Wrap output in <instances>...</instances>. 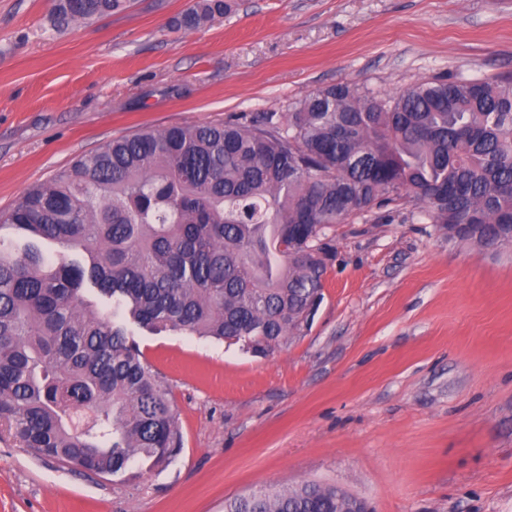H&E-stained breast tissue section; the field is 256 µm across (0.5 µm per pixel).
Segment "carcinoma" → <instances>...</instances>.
<instances>
[{"label": "carcinoma", "mask_w": 512, "mask_h": 512, "mask_svg": "<svg viewBox=\"0 0 512 512\" xmlns=\"http://www.w3.org/2000/svg\"><path fill=\"white\" fill-rule=\"evenodd\" d=\"M129 3L57 0L53 25ZM228 9L193 0L180 26ZM402 200L451 239L512 243V81L431 79L392 95L340 83L285 114L146 129L79 157L0 213V229L63 248L0 239V432L104 477L171 462L183 434L134 330L264 355L321 299L326 230ZM349 510L336 485L314 481L225 505ZM0 234L2 238L6 240V242L11 243L14 248L16 249H23L25 245L33 241L42 251L48 253V254H55L57 253L60 248L56 243L46 241V240H32L29 238H26L24 236L16 234L12 229L9 227H4Z\"/></svg>", "instance_id": "cac0c4a2"}]
</instances>
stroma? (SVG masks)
<instances>
[{"label":"stroma","instance_id":"stroma-1","mask_svg":"<svg viewBox=\"0 0 512 512\" xmlns=\"http://www.w3.org/2000/svg\"><path fill=\"white\" fill-rule=\"evenodd\" d=\"M134 0L57 31L0 0V211L141 129L287 112L339 83L512 80V0ZM323 299L274 354L136 332L183 448L103 478L0 434V512H224L272 486L342 487L373 512H512V246L449 239L410 203L327 230ZM230 6L224 0H194L180 20L184 29H197L216 17H223Z\"/></svg>","mask_w":512,"mask_h":512}]
</instances>
